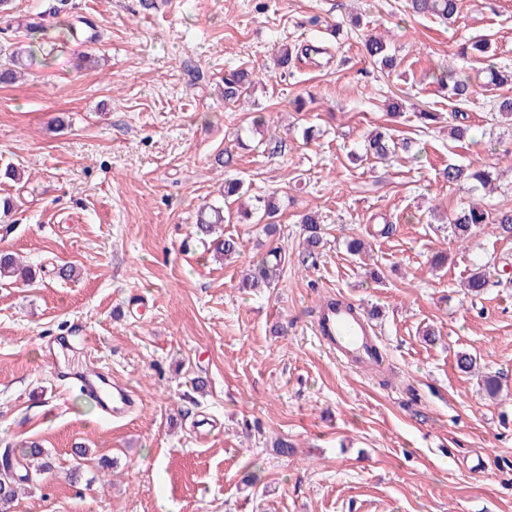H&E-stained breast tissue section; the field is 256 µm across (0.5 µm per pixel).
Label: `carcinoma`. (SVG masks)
<instances>
[{
  "label": "carcinoma",
  "mask_w": 512,
  "mask_h": 512,
  "mask_svg": "<svg viewBox=\"0 0 512 512\" xmlns=\"http://www.w3.org/2000/svg\"><path fill=\"white\" fill-rule=\"evenodd\" d=\"M407 11L418 17H439L451 19L457 13V0H406ZM365 51L374 62L384 68L395 66V57L387 53V47L382 38H368L364 43ZM22 51L15 49L5 55V60L0 64V82L10 83L16 80L20 69ZM487 82L482 87L504 86L512 84V72L502 71L490 65L486 68ZM253 84L251 74L241 69L224 75V102L233 103ZM476 84L467 76L448 75V95L459 103L471 101L475 95ZM412 145L409 142H398L386 131H377L370 134L365 140L363 157L367 159L384 160L399 156V152H410ZM442 179L452 185L467 190L473 194L481 189L491 186L490 174L482 166L476 163L468 165L449 164L441 171ZM256 204L246 210H238L237 214L245 221L255 220L257 224H264L266 232H276L273 219L280 211L277 197H255ZM226 221L224 207L211 205L200 211L197 224L193 225V235L210 239L213 251L220 256H229L238 252L239 244L232 237H226L218 233L220 224ZM493 222L497 224L500 235L505 238L512 237V211H502L495 219H490L489 212L477 203L471 202L447 217L448 232L457 242L467 241L483 224ZM302 235L305 245V253L313 256L323 245V232L320 217L315 212H309L302 216ZM285 263V256L280 248H270L266 255L255 265L251 266L243 275L241 286L254 292H260L273 286L278 277L280 267ZM5 278H32L30 267L23 265L18 258L8 252L0 253V280ZM488 286V277L481 271L472 273L466 281L465 288L473 296L483 293ZM44 455V450L37 445L16 450L5 448L0 451V462L4 471L19 464L25 465V478L40 476L52 469L45 462L41 465H33L32 460Z\"/></svg>",
  "instance_id": "1"
}]
</instances>
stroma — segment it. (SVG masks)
Listing matches in <instances>:
<instances>
[{
	"label": "stroma",
	"instance_id": "1",
	"mask_svg": "<svg viewBox=\"0 0 512 512\" xmlns=\"http://www.w3.org/2000/svg\"><path fill=\"white\" fill-rule=\"evenodd\" d=\"M404 3L11 0L0 11V46L25 63L22 80L0 84V169L27 176L0 179L15 202L0 250L35 271L0 285V449L36 442L54 466L19 487L10 512H512V239L485 224L460 244L437 218L466 201L440 170L475 158L496 185L486 209H512V125L493 119L490 91L463 107L468 138H453L435 79L512 71V0H459L450 23ZM376 34L394 68L366 55ZM476 36L489 57L460 55ZM235 69L261 83L229 104ZM381 127L417 159H363ZM228 178L276 194L281 215L272 236L225 225L240 253L219 262L191 231ZM311 211L325 245L309 258L299 221ZM354 237L370 247L359 259L346 251ZM274 246L287 254L278 283L241 290ZM66 265L73 279L59 278ZM478 269L491 284L474 297L464 282ZM329 297L378 311L386 376L319 343L313 310ZM460 351L500 377L497 398L458 371ZM90 366L134 391L128 417L101 416L60 379Z\"/></svg>",
	"mask_w": 512,
	"mask_h": 512
}]
</instances>
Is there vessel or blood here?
Instances as JSON below:
<instances>
[{"instance_id": "vessel-or-blood-1", "label": "vessel or blood", "mask_w": 512, "mask_h": 512, "mask_svg": "<svg viewBox=\"0 0 512 512\" xmlns=\"http://www.w3.org/2000/svg\"><path fill=\"white\" fill-rule=\"evenodd\" d=\"M314 327L320 342L347 364L359 368L369 364L373 334L353 313L342 307H318ZM80 382L106 415L116 418L124 416L133 405L129 389L119 386L110 394L103 390L100 370L84 373Z\"/></svg>"}]
</instances>
